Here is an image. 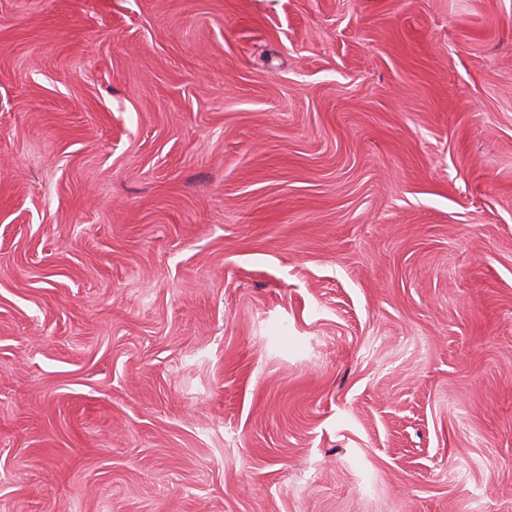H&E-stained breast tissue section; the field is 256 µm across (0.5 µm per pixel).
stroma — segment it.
I'll return each mask as SVG.
<instances>
[{
  "mask_svg": "<svg viewBox=\"0 0 512 512\" xmlns=\"http://www.w3.org/2000/svg\"><path fill=\"white\" fill-rule=\"evenodd\" d=\"M0 512H512V0H0Z\"/></svg>",
  "mask_w": 512,
  "mask_h": 512,
  "instance_id": "obj_1",
  "label": "stroma"
}]
</instances>
